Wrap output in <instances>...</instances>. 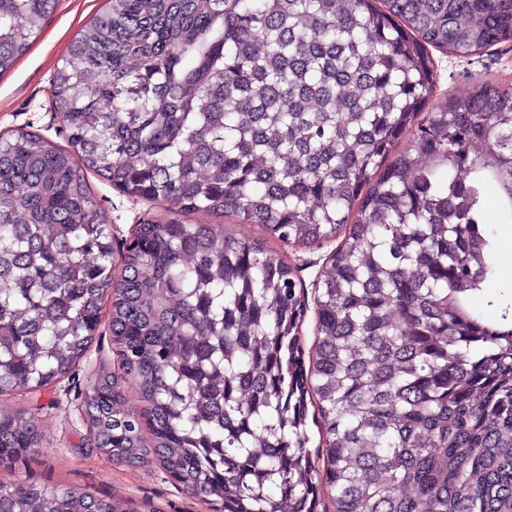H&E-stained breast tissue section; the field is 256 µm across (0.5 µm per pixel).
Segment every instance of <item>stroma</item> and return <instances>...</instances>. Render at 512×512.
<instances>
[{"label":"stroma","mask_w":512,"mask_h":512,"mask_svg":"<svg viewBox=\"0 0 512 512\" xmlns=\"http://www.w3.org/2000/svg\"><path fill=\"white\" fill-rule=\"evenodd\" d=\"M104 4L105 0H58L39 36L12 69L0 76V134L25 128L64 143L63 119L48 107L50 82L72 40ZM432 56L437 82L432 105L444 103L449 95L465 94L479 80L512 83V41L479 56L459 57L439 50L433 51ZM89 182L112 224L113 239L128 238L134 225L162 212L159 205L128 197L97 176H90ZM490 229L498 242L493 257L496 275L484 300L475 305L481 312L485 311L487 301L498 299L501 289L512 287V235L505 233L503 221L496 214L491 217ZM336 246L333 239L311 248L277 240L267 244L270 253L293 267L301 294L309 305L314 302L321 270ZM116 362L111 333L104 327L72 377L17 395L18 403L36 410L42 442L34 454L17 463L14 477L86 489L123 503L147 501L157 512H211L159 466L119 467L90 451L75 398L88 387L99 365L111 366Z\"/></svg>","instance_id":"35a3bbf8"}]
</instances>
